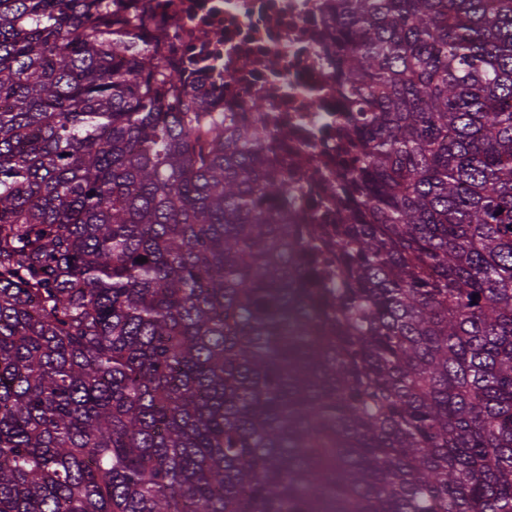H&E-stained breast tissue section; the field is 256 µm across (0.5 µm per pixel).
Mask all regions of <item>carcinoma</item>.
<instances>
[{
    "label": "carcinoma",
    "mask_w": 512,
    "mask_h": 512,
    "mask_svg": "<svg viewBox=\"0 0 512 512\" xmlns=\"http://www.w3.org/2000/svg\"><path fill=\"white\" fill-rule=\"evenodd\" d=\"M335 2L330 226L111 0H0V512H512V0Z\"/></svg>",
    "instance_id": "obj_1"
}]
</instances>
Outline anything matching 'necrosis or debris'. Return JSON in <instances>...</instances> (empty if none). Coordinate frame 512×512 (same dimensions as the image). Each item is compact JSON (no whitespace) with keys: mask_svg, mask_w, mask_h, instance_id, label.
I'll list each match as a JSON object with an SVG mask.
<instances>
[{"mask_svg":"<svg viewBox=\"0 0 512 512\" xmlns=\"http://www.w3.org/2000/svg\"><path fill=\"white\" fill-rule=\"evenodd\" d=\"M333 0H113L137 21L153 55L175 60L213 112H232L260 132L270 162L295 171L288 221L321 211L325 181L348 167L337 127L341 88L329 19ZM265 112L251 108L254 96Z\"/></svg>","mask_w":512,"mask_h":512,"instance_id":"4bbe7bcc","label":"necrosis or debris"}]
</instances>
